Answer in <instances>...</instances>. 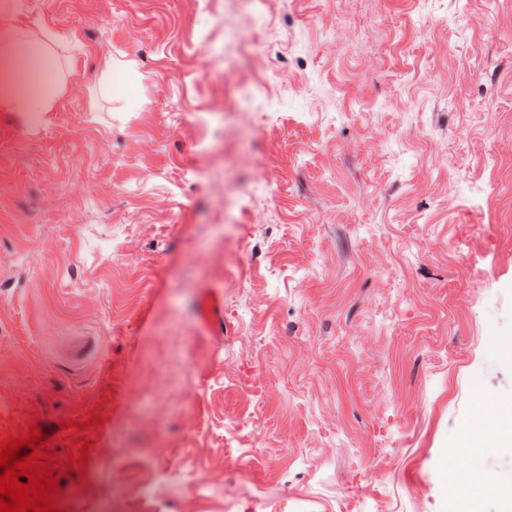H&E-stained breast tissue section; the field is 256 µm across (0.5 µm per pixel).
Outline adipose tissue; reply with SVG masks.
Returning a JSON list of instances; mask_svg holds the SVG:
<instances>
[{"mask_svg":"<svg viewBox=\"0 0 512 512\" xmlns=\"http://www.w3.org/2000/svg\"><path fill=\"white\" fill-rule=\"evenodd\" d=\"M60 34L45 29L34 33L27 23L24 0H11L0 10V109L18 113L27 126L39 125L62 84L56 60L48 46ZM489 429H465L458 448L473 452L512 441V405L496 407Z\"/></svg>","mask_w":512,"mask_h":512,"instance_id":"ef3b65f1","label":"adipose tissue"}]
</instances>
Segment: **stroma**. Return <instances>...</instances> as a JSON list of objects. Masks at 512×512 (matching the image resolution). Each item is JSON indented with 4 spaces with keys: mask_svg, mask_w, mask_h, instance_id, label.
Segmentation results:
<instances>
[{
    "mask_svg": "<svg viewBox=\"0 0 512 512\" xmlns=\"http://www.w3.org/2000/svg\"><path fill=\"white\" fill-rule=\"evenodd\" d=\"M27 2L65 87L0 112V440L97 416L65 512L512 485V447L450 456L512 400V0ZM204 289L198 302L197 322L202 329L215 333L224 322V295L212 289Z\"/></svg>",
    "mask_w": 512,
    "mask_h": 512,
    "instance_id": "1",
    "label": "stroma"
}]
</instances>
